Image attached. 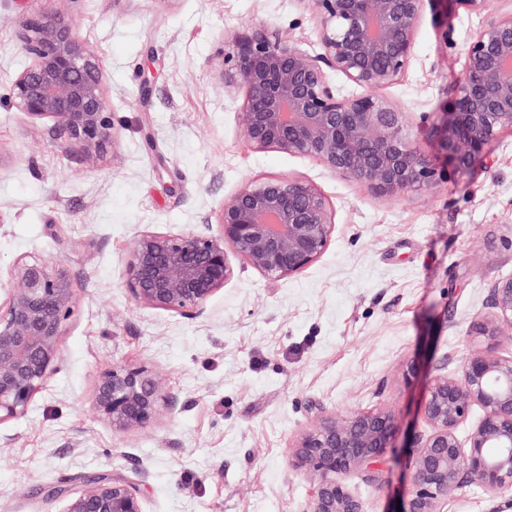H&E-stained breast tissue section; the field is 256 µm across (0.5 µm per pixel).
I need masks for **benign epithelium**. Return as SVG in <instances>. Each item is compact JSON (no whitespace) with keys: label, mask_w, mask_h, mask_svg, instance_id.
I'll use <instances>...</instances> for the list:
<instances>
[{"label":"benign epithelium","mask_w":512,"mask_h":512,"mask_svg":"<svg viewBox=\"0 0 512 512\" xmlns=\"http://www.w3.org/2000/svg\"><path fill=\"white\" fill-rule=\"evenodd\" d=\"M304 2L320 52L266 29H246L226 45L224 86L243 92L240 123L250 146L313 157L381 197L430 187L435 169L410 140L407 112L380 95L409 65L424 0ZM20 41L29 63L11 86L17 107L32 119H56L67 143L94 164L116 141L98 59L63 11L26 20ZM332 73L359 92L336 87ZM433 132L459 170L512 133V12L489 18L469 43L458 96ZM334 230L330 203L311 182H248L224 198L213 232H142L127 261L126 288L141 306L198 317L233 277L231 257L270 280L290 278L324 253ZM6 281L0 424L24 414L56 369L77 303L67 271L49 259L15 262ZM505 327L512 329V277L494 283L492 312L471 333L492 339ZM92 405L112 429L126 431L150 424L177 400L147 371L123 366L99 376ZM475 406L482 417L462 442L457 428ZM423 414L430 431L416 445L401 512H440L463 475L489 490L512 488V354H472L458 378L435 377ZM396 433V415L386 407L327 416L302 430L288 464L315 490L301 512H364L348 478L394 447ZM82 484L65 512H143L139 488L128 480L90 473Z\"/></svg>","instance_id":"obj_1"}]
</instances>
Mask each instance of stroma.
Listing matches in <instances>:
<instances>
[{"label": "stroma", "instance_id": "1", "mask_svg": "<svg viewBox=\"0 0 512 512\" xmlns=\"http://www.w3.org/2000/svg\"><path fill=\"white\" fill-rule=\"evenodd\" d=\"M59 6L100 63L117 133L92 165L53 120H30L11 97L28 63L23 20ZM511 11L512 0L477 11L426 0L407 71L382 94L407 110L437 176L390 199L244 137L242 94L219 78L225 41L264 24L317 52L302 0H0V267L53 260L78 298L57 369L24 415L0 424V512H63L89 473L135 483L144 512H299L314 485L288 465L296 435L319 417L383 406L399 421L398 445L350 485L365 512H395L430 431L428 382L458 377L472 353L512 351L510 336L468 334L492 312L493 282L512 276V134L459 172L432 130L457 95L468 41L487 16ZM288 175L333 209L317 261L279 281L236 262L198 317L131 299L126 263L142 231H207L236 189ZM118 365L158 378L176 410L112 430L91 398ZM60 486L66 496L48 499ZM442 510L512 512V489L465 477Z\"/></svg>", "mask_w": 512, "mask_h": 512}]
</instances>
